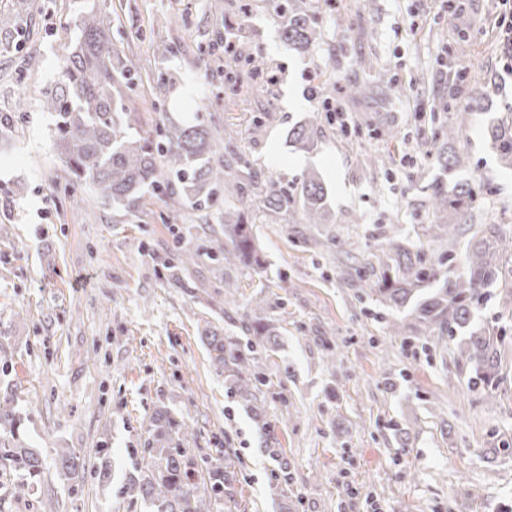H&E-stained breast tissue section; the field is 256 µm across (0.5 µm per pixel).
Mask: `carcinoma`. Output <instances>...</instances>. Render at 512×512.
Instances as JSON below:
<instances>
[{
	"label": "carcinoma",
	"mask_w": 512,
	"mask_h": 512,
	"mask_svg": "<svg viewBox=\"0 0 512 512\" xmlns=\"http://www.w3.org/2000/svg\"><path fill=\"white\" fill-rule=\"evenodd\" d=\"M12 20L0 22V52L19 49L18 38L32 20V0H14ZM280 18L282 37L304 54L312 53L320 37L319 24L308 0H271ZM214 11L247 15L248 5L224 0L209 5ZM108 17L90 8L78 14L75 25L80 32L73 51L64 61L60 78L42 92L41 105L55 119L57 148L71 174L78 181H90L104 203L129 211L145 203L151 193L163 199L167 208L178 213L187 208L197 211L224 208V239L213 260L241 265L255 272L264 266L248 214L262 207L288 215L294 224H327L325 189L319 175L306 171L283 185L257 173L243 172L248 162L233 151L223 156L214 142L209 125L200 115L177 124L165 117L152 127L142 126L140 113L124 104L119 88L137 94L139 78L110 38ZM216 75L226 84L247 78L244 95L258 98L271 92L274 74L258 49L241 47L232 57H224V67ZM178 77L168 71L158 74L152 94L165 101ZM315 121L292 132L294 144L302 150L314 146ZM488 135L500 166L512 169V123L499 122L488 128ZM468 153L448 151L443 167L448 179L466 166ZM432 222L418 225L416 235L433 242L447 243L448 261L454 260V247L465 242V272L450 280V285L432 288L440 273L425 267L419 251L409 241L388 238L377 255L379 274L369 290L379 305L408 309L416 335L436 345L445 333L469 326L473 311L495 297L502 309L512 311V231L502 224L474 225L479 207L477 192L468 183L456 182L447 189L437 183L424 202ZM194 258L188 248L178 249L176 261L162 263L168 279L180 281L179 271ZM245 334L259 336L269 346L276 344L278 329L258 321L245 325ZM202 339L211 352L212 362L229 373L233 394L245 402L259 419L263 407L257 405L259 385L264 378L253 363L240 353L238 341L208 331ZM460 355L474 371L473 385L492 395L500 366V336L490 328L472 332L462 339ZM22 417L13 406V396L0 397V434L14 443L0 448V459L10 462L18 472L17 489L24 491L43 474V459L32 448L16 443ZM147 449L154 455L151 469L130 473L126 490L139 498L148 512H208L206 499L217 498L232 488L234 472L219 462H206L207 484L199 487L196 471L184 461L183 438L189 429L177 423L169 411L157 409L149 417ZM267 452L278 461L275 479L288 484V459L279 449ZM60 476L73 480L84 467L80 453L73 448L56 452Z\"/></svg>",
	"instance_id": "carcinoma-1"
}]
</instances>
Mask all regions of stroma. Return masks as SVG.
Returning a JSON list of instances; mask_svg holds the SVG:
<instances>
[{"label": "stroma", "instance_id": "1", "mask_svg": "<svg viewBox=\"0 0 512 512\" xmlns=\"http://www.w3.org/2000/svg\"><path fill=\"white\" fill-rule=\"evenodd\" d=\"M321 28L312 53L281 37L267 0L234 32L260 47L279 83L270 98L220 92L213 73L222 56L206 51L223 22L206 0H35L23 50L0 54V393L12 392L23 418L20 441L47 467L38 487L15 494L0 460V512H146L125 489L132 467L153 462L145 448L148 417L163 407L192 428L191 462L223 453L233 487L211 512H512V314L490 300L473 315L502 334L493 396L470 382L459 336L431 348L398 336L367 288L387 237L414 238L427 223L420 206L441 175L438 131L456 119L469 157L463 176L480 187V224L512 225V171L486 135L494 118H512V6L470 0H311ZM96 8L112 21L113 41L150 94L158 72L177 74L192 95L172 119L208 105L216 134L237 133L235 152L252 169L288 182L316 171L331 221L308 226L255 213L252 226L267 268L258 274L218 264L224 244L218 216L187 210L170 217L149 197L134 213L102 205L76 183L55 143L41 92L60 77L78 30V13ZM178 13L185 24L160 25ZM465 53L453 55L460 38ZM162 45L173 46L167 56ZM39 64H27L28 53ZM392 87L318 112L316 73L337 85L369 83L374 71ZM488 93L479 107L452 113L449 96ZM300 100L284 104L285 95ZM276 118L261 125L266 106ZM317 120L309 151L288 139ZM78 192L82 207L70 208ZM184 224L197 256L180 281L167 280L172 223ZM233 283V302L212 295ZM280 328L275 348L249 346L244 324ZM237 339L264 372L256 422L232 396L224 370L200 340L205 327ZM336 352L328 361L326 348ZM79 450L85 472L67 481L52 460ZM108 458H101L100 449ZM270 448L282 449L291 479L274 480ZM109 463L112 478L97 472Z\"/></svg>", "mask_w": 512, "mask_h": 512}]
</instances>
